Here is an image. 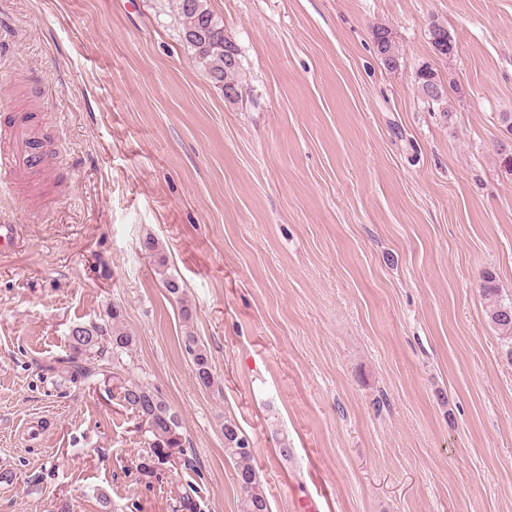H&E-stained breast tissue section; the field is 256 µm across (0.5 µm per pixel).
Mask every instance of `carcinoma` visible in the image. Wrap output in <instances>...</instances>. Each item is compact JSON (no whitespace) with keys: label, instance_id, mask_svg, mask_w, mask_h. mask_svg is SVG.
<instances>
[{"label":"carcinoma","instance_id":"cac0c4a2","mask_svg":"<svg viewBox=\"0 0 512 512\" xmlns=\"http://www.w3.org/2000/svg\"><path fill=\"white\" fill-rule=\"evenodd\" d=\"M180 25L185 42L194 50L196 61L204 67L212 82L221 83L224 98L231 104L241 98V70L239 50L236 43L224 37V20L216 15L208 0H176ZM372 38L376 51L387 64L394 66L398 49L391 30L377 24L372 27ZM434 49L444 57H450L454 50L448 48L452 41L448 29L433 22L429 28ZM417 85L427 101L435 104L447 99V90L437 73L430 68L417 72ZM483 295L490 301L489 319L499 335L512 338V300L506 302L499 297V288L491 276H486L481 285ZM120 316L119 307L107 312L110 322L75 323L69 328L68 354L63 362L68 364L71 376L89 379L95 375V361L112 355L118 360L131 350L133 337L114 322ZM184 350L190 358L195 379L199 386L210 389L215 380L205 345L196 336L188 335L183 340ZM121 401L128 411L138 417L146 426L149 452L139 465L140 470L150 471L158 464L165 463L169 450L183 446L181 419L164 401L159 391L143 381L130 377L122 386ZM225 451L235 460L238 484L243 497V512H268L267 502L257 482L252 466L253 443L242 433L237 423L224 419Z\"/></svg>","mask_w":512,"mask_h":512}]
</instances>
